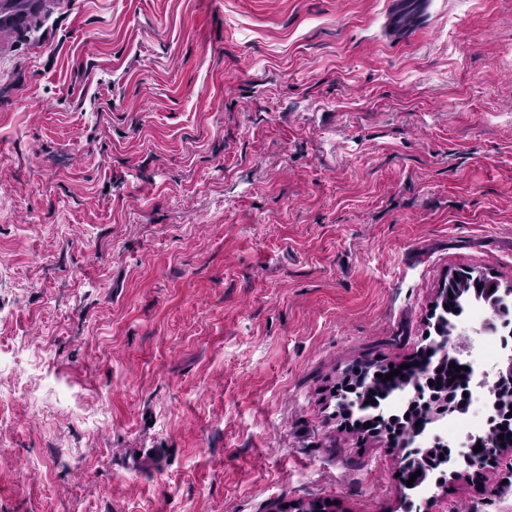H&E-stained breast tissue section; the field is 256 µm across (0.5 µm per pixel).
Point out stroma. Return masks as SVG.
<instances>
[{
  "label": "stroma",
  "mask_w": 512,
  "mask_h": 512,
  "mask_svg": "<svg viewBox=\"0 0 512 512\" xmlns=\"http://www.w3.org/2000/svg\"><path fill=\"white\" fill-rule=\"evenodd\" d=\"M64 0L0 39V512H512L334 394L512 285V0Z\"/></svg>",
  "instance_id": "stroma-1"
}]
</instances>
